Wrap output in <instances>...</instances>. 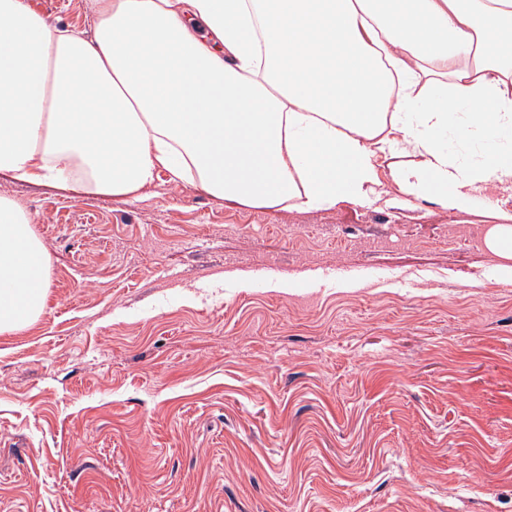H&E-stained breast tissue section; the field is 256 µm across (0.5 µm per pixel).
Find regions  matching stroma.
I'll return each instance as SVG.
<instances>
[{
	"label": "stroma",
	"mask_w": 512,
	"mask_h": 512,
	"mask_svg": "<svg viewBox=\"0 0 512 512\" xmlns=\"http://www.w3.org/2000/svg\"><path fill=\"white\" fill-rule=\"evenodd\" d=\"M32 3L90 36V0ZM2 191L48 290L0 335V512H512V278L474 236L512 193Z\"/></svg>",
	"instance_id": "obj_1"
}]
</instances>
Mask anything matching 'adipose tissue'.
Here are the masks:
<instances>
[{"mask_svg":"<svg viewBox=\"0 0 512 512\" xmlns=\"http://www.w3.org/2000/svg\"><path fill=\"white\" fill-rule=\"evenodd\" d=\"M92 33L0 0V171L133 196L159 170L249 207L330 210L389 181L466 211L512 190V0H92ZM207 28L198 35L190 19ZM497 148L457 161L443 135ZM48 262L0 194V335Z\"/></svg>","mask_w":512,"mask_h":512,"instance_id":"1","label":"adipose tissue"}]
</instances>
